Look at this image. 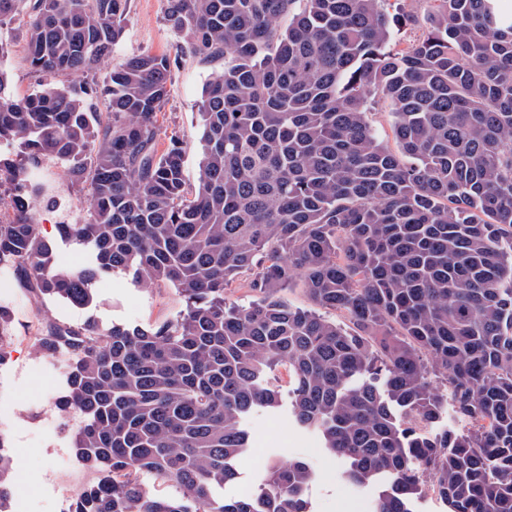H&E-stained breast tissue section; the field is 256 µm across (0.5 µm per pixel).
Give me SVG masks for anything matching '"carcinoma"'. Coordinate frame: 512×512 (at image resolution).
Instances as JSON below:
<instances>
[{
  "label": "carcinoma",
  "mask_w": 512,
  "mask_h": 512,
  "mask_svg": "<svg viewBox=\"0 0 512 512\" xmlns=\"http://www.w3.org/2000/svg\"><path fill=\"white\" fill-rule=\"evenodd\" d=\"M432 2L395 51L415 17L390 0H167V25L224 62L190 191L179 139L157 149L177 61L141 52L92 80L129 0H0V26L27 5L33 72L86 78L15 99L0 71V142L24 157L0 158V262L41 298L87 305L101 274L131 270L185 301L149 328L40 331L42 352L69 354L75 452L103 471L71 512H309L300 460L224 494L245 418L279 406V365L294 422L346 460L340 480L382 487L374 512H416L427 475L448 512H512V8ZM381 101L393 148L371 124ZM45 157L88 193L89 219L61 231L93 267L47 268L32 215ZM298 277L354 329L281 301ZM242 278L259 300L226 305ZM450 406L467 431L442 424ZM9 471L0 439V512ZM143 473L178 495L149 494ZM399 3H401L407 11L411 12L417 18V23L414 26L407 27L399 31L395 35L394 41L396 44H399L396 48L404 47L406 43L417 38L421 34V28L425 25V19L429 15L433 6V3L429 0H401Z\"/></svg>",
  "instance_id": "1"
}]
</instances>
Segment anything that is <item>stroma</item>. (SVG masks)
Here are the masks:
<instances>
[{"instance_id": "obj_1", "label": "stroma", "mask_w": 512, "mask_h": 512, "mask_svg": "<svg viewBox=\"0 0 512 512\" xmlns=\"http://www.w3.org/2000/svg\"><path fill=\"white\" fill-rule=\"evenodd\" d=\"M166 0H130L123 36L98 70L105 80L112 69L139 52L166 54L176 58L169 101L158 116L159 148L177 137L185 151L184 172L189 188H196L203 133L199 107L206 84L223 68L193 56L184 38L165 23ZM27 15L25 9L0 27L10 52L0 59L11 94L22 98L39 81L28 64ZM40 188L33 217L50 244V265L59 270L89 266L93 256L88 247L61 237L62 224H81L89 217L87 192L72 184L64 164L42 161L34 171ZM12 331L15 344L0 361V416L8 415L6 451L12 459L11 490L16 512H53L48 496L51 483L73 488L96 483L100 474L76 457L57 455L58 427L54 420L55 394L63 388V368L54 365L53 355L39 352L35 336L53 322L93 323L102 328L114 325L148 327L179 318L185 308L183 297L171 286H142L133 273L102 275L95 284L94 300L75 306L40 299L19 283H12ZM250 448L234 464L236 477L224 487L228 496L251 494L270 466L279 461L305 460L317 478L308 491L311 512H372L373 488L341 482L343 462L327 451L313 432L299 428L287 406L259 407L245 421Z\"/></svg>"}]
</instances>
